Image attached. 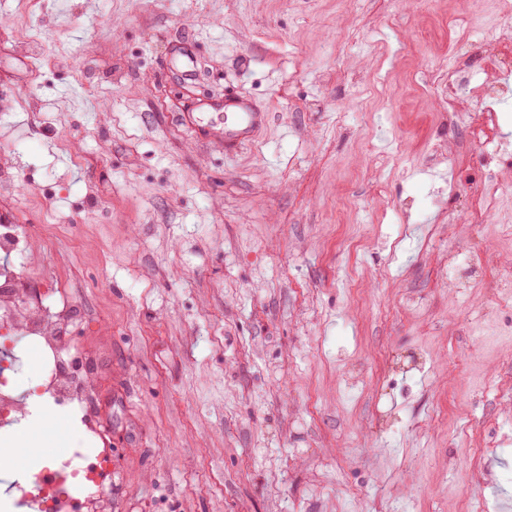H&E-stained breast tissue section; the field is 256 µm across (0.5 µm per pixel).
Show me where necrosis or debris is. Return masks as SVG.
Returning a JSON list of instances; mask_svg holds the SVG:
<instances>
[{
    "label": "necrosis or debris",
    "instance_id": "1",
    "mask_svg": "<svg viewBox=\"0 0 512 512\" xmlns=\"http://www.w3.org/2000/svg\"><path fill=\"white\" fill-rule=\"evenodd\" d=\"M496 19L502 37L496 41L471 39L473 17L455 20L456 38L465 53L455 55L436 93L444 103L448 124L467 126L480 117L483 127L497 123V112L512 99V0H479ZM484 63L475 72L471 61ZM484 176L473 183V221L487 224L496 216L504 194H512L505 170L512 168V142L500 141L481 159ZM30 232L25 224H0V425L26 416L27 398L16 391L23 351L37 349L44 367L37 389L50 402L68 406L80 421V436L60 454L50 456L43 474L29 477L19 491L20 503L31 512H112L104 492L112 476V452L100 447L102 430L95 405V389L64 363L61 349L74 320L73 307L63 297L57 277L31 268L27 259Z\"/></svg>",
    "mask_w": 512,
    "mask_h": 512
}]
</instances>
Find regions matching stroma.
Returning a JSON list of instances; mask_svg holds the SVG:
<instances>
[{"mask_svg": "<svg viewBox=\"0 0 512 512\" xmlns=\"http://www.w3.org/2000/svg\"><path fill=\"white\" fill-rule=\"evenodd\" d=\"M463 8L0 0V213L82 310L112 512H512V196L470 223L427 167L478 149L424 91ZM227 94L266 115L230 150L184 123Z\"/></svg>", "mask_w": 512, "mask_h": 512, "instance_id": "1", "label": "stroma"}]
</instances>
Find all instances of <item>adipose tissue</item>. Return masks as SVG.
I'll use <instances>...</instances> for the list:
<instances>
[{"label": "adipose tissue", "instance_id": "1", "mask_svg": "<svg viewBox=\"0 0 512 512\" xmlns=\"http://www.w3.org/2000/svg\"><path fill=\"white\" fill-rule=\"evenodd\" d=\"M28 421L15 426L6 442L0 444V471L22 474L32 469L39 457L38 437L48 435L55 422L51 406L39 396H32Z\"/></svg>", "mask_w": 512, "mask_h": 512}]
</instances>
